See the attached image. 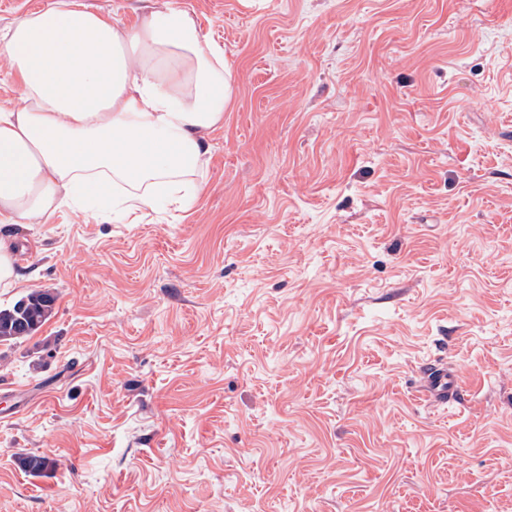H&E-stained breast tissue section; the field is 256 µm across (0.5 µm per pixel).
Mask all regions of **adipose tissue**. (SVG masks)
Masks as SVG:
<instances>
[{
	"label": "adipose tissue",
	"mask_w": 512,
	"mask_h": 512,
	"mask_svg": "<svg viewBox=\"0 0 512 512\" xmlns=\"http://www.w3.org/2000/svg\"><path fill=\"white\" fill-rule=\"evenodd\" d=\"M0 48L19 89L17 106L0 107V286L19 280L5 228L105 205L137 224L199 199L231 85L193 13L158 7L129 27L57 0L9 27Z\"/></svg>",
	"instance_id": "ef3b65f1"
}]
</instances>
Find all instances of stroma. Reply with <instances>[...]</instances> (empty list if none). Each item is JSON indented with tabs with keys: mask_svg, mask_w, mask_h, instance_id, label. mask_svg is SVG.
Listing matches in <instances>:
<instances>
[{
	"mask_svg": "<svg viewBox=\"0 0 512 512\" xmlns=\"http://www.w3.org/2000/svg\"><path fill=\"white\" fill-rule=\"evenodd\" d=\"M169 2L231 75L206 190L11 228L0 308L55 302L0 344V512H512V0ZM12 248L13 242L9 236L0 233V283L5 288L15 285L19 280V276L13 267L14 259L24 260L27 257L26 254H20L18 257L16 254L14 258ZM420 379L417 394L428 403L448 405L461 403L463 390L457 371L448 369V364L432 361L417 370Z\"/></svg>",
	"mask_w": 512,
	"mask_h": 512,
	"instance_id": "1",
	"label": "stroma"
}]
</instances>
